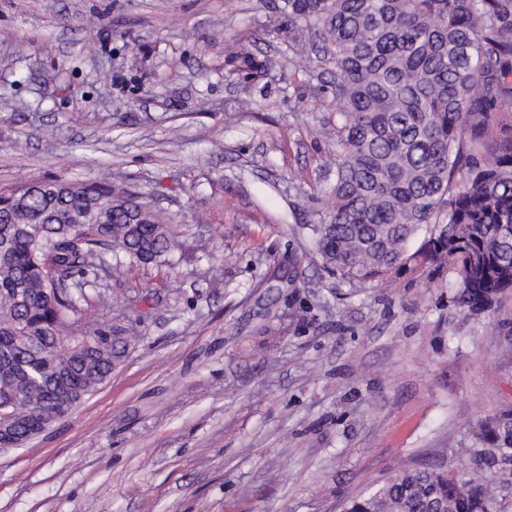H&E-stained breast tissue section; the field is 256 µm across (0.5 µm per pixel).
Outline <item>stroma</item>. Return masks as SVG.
<instances>
[{"mask_svg": "<svg viewBox=\"0 0 512 512\" xmlns=\"http://www.w3.org/2000/svg\"><path fill=\"white\" fill-rule=\"evenodd\" d=\"M282 4L0 0V184L108 174L183 243L113 267L126 352L0 454V512H341L404 469L480 476L473 435L512 409V298L472 317L448 266L354 294L322 268L336 104Z\"/></svg>", "mask_w": 512, "mask_h": 512, "instance_id": "1", "label": "stroma"}]
</instances>
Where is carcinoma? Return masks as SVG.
<instances>
[{"label": "carcinoma", "instance_id": "carcinoma-1", "mask_svg": "<svg viewBox=\"0 0 512 512\" xmlns=\"http://www.w3.org/2000/svg\"><path fill=\"white\" fill-rule=\"evenodd\" d=\"M288 40L333 77L335 178L313 225L323 268L351 286L413 262L451 264V300L480 316L512 290V128L485 160L465 153L512 112V0H286ZM462 187L448 198L455 178ZM33 178L0 185V412L24 444L61 416L54 381L86 399L124 353L112 325L88 312L82 277L112 276L105 258L164 262L182 244L140 194L106 181ZM16 195L22 208L9 205ZM112 201L100 222L75 223ZM426 248L407 250L419 233ZM470 452L489 477L404 470L344 512H502L512 484V411L481 424Z\"/></svg>", "mask_w": 512, "mask_h": 512}]
</instances>
